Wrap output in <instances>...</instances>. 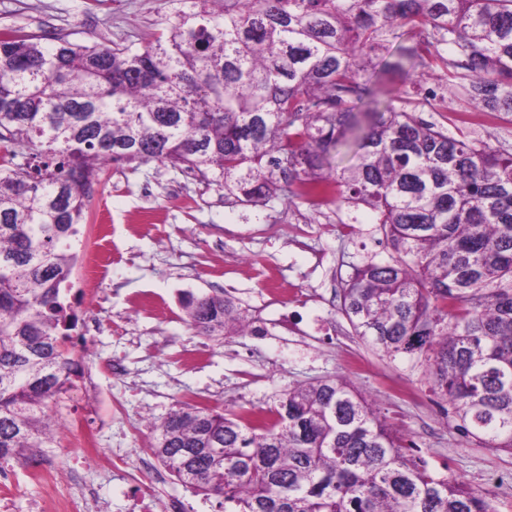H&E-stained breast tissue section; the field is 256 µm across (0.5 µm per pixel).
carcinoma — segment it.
<instances>
[{"instance_id":"carcinoma-1","label":"carcinoma","mask_w":512,"mask_h":512,"mask_svg":"<svg viewBox=\"0 0 512 512\" xmlns=\"http://www.w3.org/2000/svg\"><path fill=\"white\" fill-rule=\"evenodd\" d=\"M211 2L170 0L139 46L0 31V142L35 160L0 167V463H42L49 403L79 376L73 243L112 161L182 166L255 207L370 209L390 251L354 267L340 311L383 355L429 361L464 438L512 452V153L423 120L429 101L409 89L382 103L360 82L408 26L418 40L388 71L442 67L482 111L511 117L512 0ZM341 142L357 163L323 173ZM184 308L201 336L255 324L226 295ZM268 413L182 403L150 450L224 512H497L490 492L408 456L341 376L289 388Z\"/></svg>"}]
</instances>
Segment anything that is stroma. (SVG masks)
<instances>
[{
  "label": "stroma",
  "mask_w": 512,
  "mask_h": 512,
  "mask_svg": "<svg viewBox=\"0 0 512 512\" xmlns=\"http://www.w3.org/2000/svg\"><path fill=\"white\" fill-rule=\"evenodd\" d=\"M168 0H0V30L22 27L85 44L148 41ZM437 91L426 121L450 126L476 109L446 71L422 73ZM91 212L108 226L111 265L97 285V328L69 346L82 375L53 410L54 420L91 434L85 457L72 435L46 449L40 476L17 461L8 512H134L132 481L112 469L113 453L138 463L155 428L187 394L210 405L270 406L288 388L342 376L373 399L429 467L495 496L512 512V454L468 442L448 422L423 359H390L359 340L337 310L336 294L354 266L387 248L360 208L358 221L335 213H298L286 201L264 207L225 199L184 168L120 162L100 174ZM226 294L248 309L261 331L215 338L189 328L187 294ZM203 349L190 367L181 351Z\"/></svg>",
  "instance_id": "35a3bbf8"
}]
</instances>
